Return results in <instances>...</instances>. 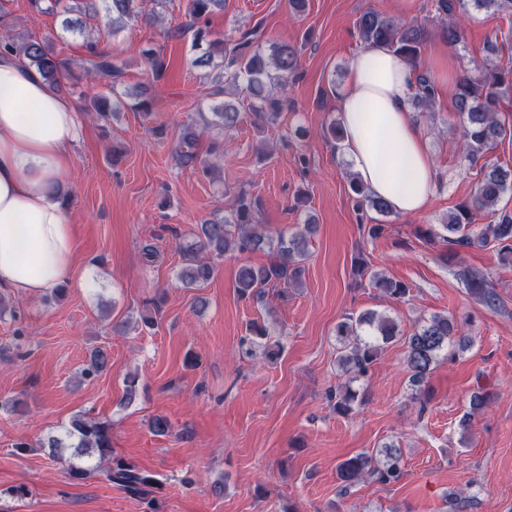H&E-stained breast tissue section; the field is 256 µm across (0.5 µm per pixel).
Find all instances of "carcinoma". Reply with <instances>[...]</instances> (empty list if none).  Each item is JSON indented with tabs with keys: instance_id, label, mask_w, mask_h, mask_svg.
I'll return each mask as SVG.
<instances>
[{
	"instance_id": "1",
	"label": "carcinoma",
	"mask_w": 512,
	"mask_h": 512,
	"mask_svg": "<svg viewBox=\"0 0 512 512\" xmlns=\"http://www.w3.org/2000/svg\"><path fill=\"white\" fill-rule=\"evenodd\" d=\"M61 6V31L65 35L83 39L86 58L79 65L60 58L51 47V39L38 38L29 33L5 34L0 37V50L11 49L35 68L46 84L58 92L76 89L82 81H92L106 86L112 97H89L87 110L108 119L121 110L123 101L117 92L122 84L126 65L109 52L99 49V40L87 27V20L104 22L117 32L129 22L141 17L136 0H30L36 12L49 10L47 4ZM435 18L443 26V36L449 46L455 47L463 40L461 19L470 10H485L493 14L512 15V0H432ZM224 10V0H190L192 18V46L202 50L194 63L200 67L218 70V78L245 90L250 99V112L257 120L273 124L288 106L286 87L295 76L299 50L296 46L273 43L268 49L255 42L258 27L242 33L236 39L213 37L209 29L210 16ZM355 30L366 48L385 47L404 57L417 72L413 99L425 111L436 102L434 82L428 71L421 66V56L427 39L426 24L396 21L375 10H367L355 20ZM512 88V67L494 64L482 66L479 77L463 76L458 79L454 97L455 112L461 125L462 159L475 171L476 192L468 201L459 204L442 225V232L432 235L459 249L479 245L496 250L502 265H512V213L498 208L502 197L512 191V168L487 158L490 150L499 142L512 138V127L498 119L502 93ZM214 124L224 129L235 127L241 120L238 104L223 100L212 107ZM178 165L192 167L204 176H211L214 165L201 157L197 148V135L187 128L174 148ZM350 187L356 196L359 210H372L387 216L390 205L372 194L361 180L353 176ZM257 198L241 192L237 195L231 215L220 220L201 224L197 241L184 248L185 265L179 279L187 288H199L211 279L213 265L208 255L223 256L227 253L244 254L265 246L275 248V260L267 265L245 264L239 269L236 280L238 296L243 300L260 302L269 285L285 288L300 283L307 256L308 237L314 225L307 224L303 231L290 238L273 239L260 230L256 214ZM478 211L491 214L487 224H474ZM459 276L466 282L470 295L489 309L499 307L501 299L493 283L486 277L463 268ZM375 285L393 299H403L407 287L401 282L372 274ZM396 337L395 325L385 317L367 312L356 317L348 316L336 325V338L340 344L336 362L348 374V379L336 391L329 394L336 413L347 416L362 397L352 382L367 374L381 351V343ZM471 340L459 334L455 321L447 316L432 315L419 322L413 332L404 338L405 361L410 381L419 386L434 369L441 353L448 345L463 349ZM109 367V356L103 350L92 353L86 376L101 373ZM76 441V457L96 458L95 463L71 462L67 475L85 480L96 476L115 483L135 496L150 493L156 480L153 475L140 470L134 463L112 453V436L109 425L84 415H76L66 428L64 437H50L47 447L60 450L65 439ZM401 448L385 444L372 452H360L344 461L337 469L341 491L346 492L358 482L372 477L382 483L398 481L403 476Z\"/></svg>"
}]
</instances>
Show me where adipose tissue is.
Listing matches in <instances>:
<instances>
[{"label":"adipose tissue","mask_w":512,"mask_h":512,"mask_svg":"<svg viewBox=\"0 0 512 512\" xmlns=\"http://www.w3.org/2000/svg\"><path fill=\"white\" fill-rule=\"evenodd\" d=\"M415 73L385 48L358 51L338 98L343 154L393 212H423L435 166L411 121ZM81 125L74 105L14 52H0V291L43 296L78 281L76 240L57 187Z\"/></svg>","instance_id":"ef3b65f1"}]
</instances>
